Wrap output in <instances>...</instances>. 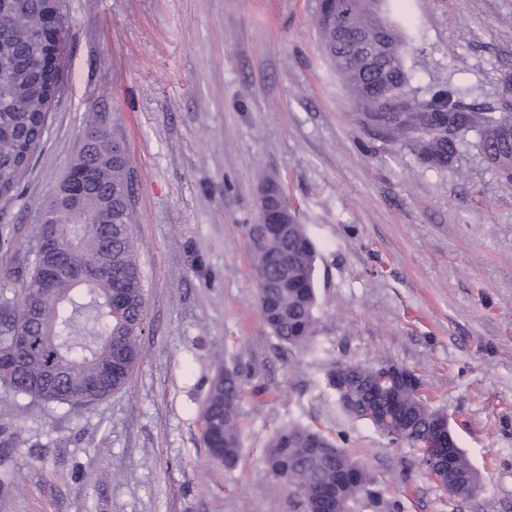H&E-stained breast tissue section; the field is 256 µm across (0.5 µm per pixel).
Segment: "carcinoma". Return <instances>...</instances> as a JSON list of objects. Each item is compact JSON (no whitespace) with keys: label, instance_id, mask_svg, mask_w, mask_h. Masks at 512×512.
<instances>
[{"label":"carcinoma","instance_id":"obj_1","mask_svg":"<svg viewBox=\"0 0 512 512\" xmlns=\"http://www.w3.org/2000/svg\"><path fill=\"white\" fill-rule=\"evenodd\" d=\"M381 0H322L314 18L323 51L349 89L363 126L381 138L406 147L430 168L452 161L462 134L473 132L488 162L512 184V113L463 103L448 86L425 91L410 83L405 56L409 45L398 29L379 16ZM43 0H0V198L17 193L42 143L43 109L48 99L42 67L44 46L36 26ZM346 21L366 39L372 65L342 40L337 25ZM92 171L84 194L75 200L54 197L49 207L54 223L40 228L41 244L30 249L32 260L18 279L19 295L0 305V394L23 396L40 404L89 405L80 398L107 366L112 381L96 394L101 400L127 382L140 351L145 300L142 275L130 234L131 188L126 153L112 150L108 134L81 147L68 172ZM288 224L277 237L249 247L264 323L283 344L298 347L315 332L317 253L305 225L289 208ZM65 247L76 270L86 274L57 279L44 293L39 280L51 260L47 243ZM126 304L109 305L114 290ZM83 290L100 323L94 343L75 341L76 292ZM342 409L370 421L380 434L397 428L400 443L422 448L448 417L416 395L406 377L382 381V370L355 361H339L326 374ZM241 383L219 371L202 409L204 442L210 458L222 454L224 465L236 464L239 453ZM21 429L0 419V448L16 447ZM269 471L297 495L302 487L319 494L331 490L354 502V489L364 487L376 502L375 477L345 449L317 429L297 424L278 430L266 451Z\"/></svg>","mask_w":512,"mask_h":512}]
</instances>
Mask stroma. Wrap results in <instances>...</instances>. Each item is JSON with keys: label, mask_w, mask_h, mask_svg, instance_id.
Masks as SVG:
<instances>
[{"label": "stroma", "mask_w": 512, "mask_h": 512, "mask_svg": "<svg viewBox=\"0 0 512 512\" xmlns=\"http://www.w3.org/2000/svg\"><path fill=\"white\" fill-rule=\"evenodd\" d=\"M66 87L17 195L0 200V300L97 122L128 153L146 325L126 385L82 409L0 396L22 442L0 512H302L266 468L293 423L343 442L403 512H512V186L475 134L448 168L364 129L325 60L315 0H59ZM414 86L501 106L512 0H383ZM280 180L318 251L317 323L297 348L265 326L247 225ZM413 369L481 492L452 498L372 423L346 414L336 362ZM240 372L239 460L213 464L202 406Z\"/></svg>", "instance_id": "1"}]
</instances>
